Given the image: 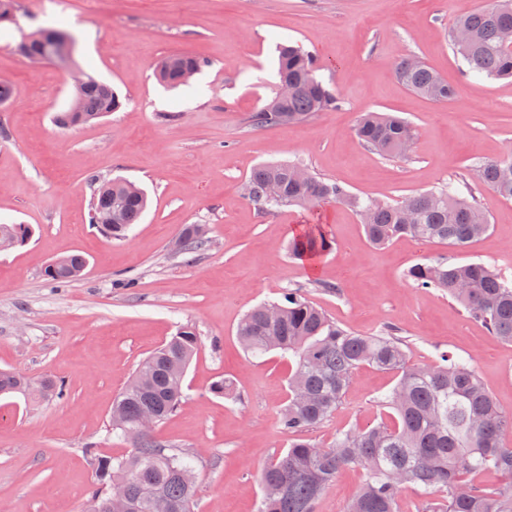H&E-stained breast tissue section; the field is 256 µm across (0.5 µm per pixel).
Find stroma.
<instances>
[{
    "label": "stroma",
    "mask_w": 512,
    "mask_h": 512,
    "mask_svg": "<svg viewBox=\"0 0 512 512\" xmlns=\"http://www.w3.org/2000/svg\"><path fill=\"white\" fill-rule=\"evenodd\" d=\"M18 26L0 29V224H26L22 246L0 252V369L63 382L67 395L40 403L0 396V512H83L94 481L90 455L128 446L109 427L116 394L139 362L183 326L200 348L180 410L157 441L194 457L195 512H256L258 475L288 447L279 412L290 364L248 357L236 329L251 308L302 294L342 326L403 343L410 363L440 353L471 359L504 412L512 414V344L470 319L454 300L407 279L418 263L483 262L512 279V201L481 185V162L512 154V81L469 75L449 31L489 0H17ZM64 27L77 38L76 67L34 64L17 54L20 31ZM311 53L340 108L298 125L255 128L252 112L278 86L276 45ZM204 66L168 90L155 77L167 56ZM418 57L457 89L434 102L408 90L398 61ZM83 69L125 99L117 112L61 130L52 115ZM365 112H390L417 130L404 156L384 158L354 128ZM298 162L363 198L397 202L452 183L488 217L466 248L399 238L375 248L358 217L334 203L261 212L243 194L252 170ZM122 178L149 205L127 236L89 221L90 181ZM207 225L193 254L175 244L184 225ZM320 224L332 247L308 262L289 240ZM83 254L76 281L45 278L54 259ZM228 379L235 397L215 395ZM395 373L364 365L336 411L309 431L318 445L340 430L392 423L378 399ZM365 479L341 470L315 512H346Z\"/></svg>",
    "instance_id": "stroma-1"
}]
</instances>
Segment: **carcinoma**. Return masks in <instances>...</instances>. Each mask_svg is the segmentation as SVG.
I'll return each mask as SVG.
<instances>
[{
  "label": "carcinoma",
  "mask_w": 512,
  "mask_h": 512,
  "mask_svg": "<svg viewBox=\"0 0 512 512\" xmlns=\"http://www.w3.org/2000/svg\"><path fill=\"white\" fill-rule=\"evenodd\" d=\"M68 35L65 29H41L25 40L23 55L52 54L58 64L70 66L75 54L61 47ZM449 37L468 72L512 79V0H492L489 6L460 16ZM200 68L196 56L175 53L161 61L157 77L165 85L176 86L181 71ZM278 76L279 81L292 84L293 91L286 99L274 95L254 112L250 122L255 128L303 123L339 105L335 92L317 77L313 56L298 46H279ZM397 77L409 90L432 100L456 95L455 87L414 57L398 63ZM73 103L78 114L56 113L57 127L86 125L123 106L112 86L90 73L76 87ZM355 134L380 155L394 157L411 149L416 130L400 116L365 112L359 116ZM298 168L292 162L255 168L246 182L247 198L267 213L288 206L311 210L327 203L347 205L359 216L367 241L376 247L406 237L463 249L489 228L487 217L450 184L389 204L354 196L338 183L310 172L300 179ZM476 178L512 201V156L480 163ZM146 207L142 189L114 179L110 191L95 188L90 222L104 235L121 239ZM110 212L118 216V223H98ZM31 233L26 224H0V240H12L17 246ZM206 234L200 224L186 225L180 249L201 248ZM328 247L319 227L289 242L291 255L299 259ZM86 266L83 255L71 254L52 261L45 275L52 282H70ZM407 278L419 288L448 294L469 318L512 344V283L493 267L482 262L420 263L408 270ZM237 336L253 356L278 351L295 362L288 377V401L280 413V425L292 439L288 449L260 473L257 512H314L319 496L348 466L361 468L365 480L346 512H399V496L407 485L425 493L418 512H512V484L491 489L475 481L485 470L512 480V446L506 442V435L512 433V415L498 408L467 362L443 353L436 365L412 364L398 339L345 329L297 289L288 291L281 303L253 308L238 324ZM198 347L196 332L188 326L180 328L139 363L115 397L112 431L130 451L119 456L94 454L95 487L84 512H193L197 484L185 477V472L194 470L191 456L157 443L153 430H140V422L146 412L153 411L159 425L179 410L184 378ZM363 364L398 374L396 385L380 400L381 406L395 412V422L349 428L336 434L328 447L305 438L336 410L355 370ZM11 394L38 403L62 398L66 388L50 378L37 383L1 369L0 396ZM111 486L119 491L109 493Z\"/></svg>",
  "instance_id": "cac0c4a2"
}]
</instances>
